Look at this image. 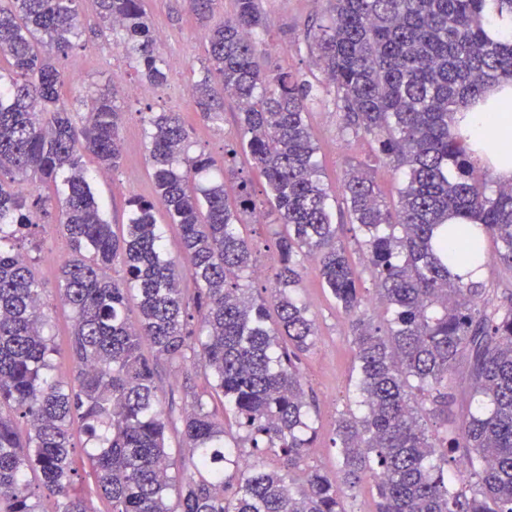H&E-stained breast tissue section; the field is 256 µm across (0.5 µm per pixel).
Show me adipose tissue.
<instances>
[{"label": "adipose tissue", "instance_id": "ef3b65f1", "mask_svg": "<svg viewBox=\"0 0 512 512\" xmlns=\"http://www.w3.org/2000/svg\"><path fill=\"white\" fill-rule=\"evenodd\" d=\"M512 104V83L491 91L485 102L463 109L462 130L474 144L492 146L493 165L503 182L512 181V111H503V104Z\"/></svg>", "mask_w": 512, "mask_h": 512}]
</instances>
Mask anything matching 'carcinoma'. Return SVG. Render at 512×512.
Segmentation results:
<instances>
[{
	"label": "carcinoma",
	"instance_id": "1",
	"mask_svg": "<svg viewBox=\"0 0 512 512\" xmlns=\"http://www.w3.org/2000/svg\"><path fill=\"white\" fill-rule=\"evenodd\" d=\"M80 0H0V512H92L74 484L91 477L109 512H345L342 487L374 483V512H512V293L452 273L462 261L499 264L512 276V183L476 173L455 131L460 103L512 79V35L490 23L512 16V0H327L306 32L325 88L346 129L368 136L402 174L386 200L362 164L343 185L351 242L380 299L392 310L373 324L341 240L317 145L306 121L314 85L258 63L266 18L261 0L209 27V67L192 85L205 119L224 99L241 113L239 154L264 177L257 195L239 171L234 201L206 180L215 160L190 155L179 112H145L155 197L128 201L117 234L103 218L84 165L119 167L124 96L91 85L70 90L59 60L82 46ZM144 0H96L97 36L112 40L143 80L162 86L167 62ZM214 0H189L201 20ZM84 108L81 123L69 98ZM62 180L64 191L37 190ZM180 231L186 264L164 250L156 211ZM57 212L70 254L59 296L74 313L73 378L53 374L44 288L23 255L32 229ZM276 213L279 266L253 293L256 260L239 226ZM457 218L460 224L448 220ZM498 249L489 256L483 241ZM120 262L124 278L108 276ZM346 315L362 407L340 414L332 447L338 477L300 463L315 434L299 355L316 330L296 295L304 264ZM193 287H184L185 281ZM136 291L139 319L125 313ZM149 344L157 358L203 371L207 389L185 385L188 407L160 408ZM460 374L464 387L452 384ZM222 402V414L209 400ZM95 446L77 464L70 426ZM243 431L230 445L229 422ZM26 426L21 437L19 423ZM187 453L171 460L169 431ZM255 458L241 466V448ZM275 458L268 467L265 458ZM40 474L37 494L26 471Z\"/></svg>",
	"mask_w": 512,
	"mask_h": 512
}]
</instances>
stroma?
Instances as JSON below:
<instances>
[{
    "label": "stroma",
    "instance_id": "obj_1",
    "mask_svg": "<svg viewBox=\"0 0 512 512\" xmlns=\"http://www.w3.org/2000/svg\"><path fill=\"white\" fill-rule=\"evenodd\" d=\"M266 16L264 51L261 69L274 75L282 71L300 72L316 82L317 88L308 104V122L319 150L322 180L333 197H341L342 186L350 166L365 164L381 193L395 199L398 179L391 169L377 159L369 140L343 128V114L332 96L318 85L321 73L313 65V48L305 33L327 8L325 0H262ZM145 8L154 29L164 31L167 40L162 49L169 60L167 82L142 98L127 99L121 124L122 163L110 177H95L99 201L111 224L127 221L126 202L133 197L153 198L154 182L146 162L144 125L145 108L156 112L182 113L192 144V153L204 152L223 161L225 145L234 143L239 133L238 108L225 101L222 121H202L190 95L191 86L201 79L207 64V29L190 13L186 0H145ZM80 19L90 35L84 48L72 52L61 63L67 77L79 84L112 85L115 74L137 82L121 49L110 41L93 37L99 19L94 0H82ZM44 250L34 264L44 293V314L51 325L55 354L53 362L58 376H71L75 362L71 353L73 314L57 296V256L67 255L69 242L57 225L44 224ZM299 293L308 307L317 336L313 347L302 354L298 363L310 416L317 428L316 437L302 466L336 475L339 454L330 439L339 413L353 400L350 379L354 355L349 342L348 321L336 302L321 284L315 264H306Z\"/></svg>",
    "mask_w": 512,
    "mask_h": 512
}]
</instances>
